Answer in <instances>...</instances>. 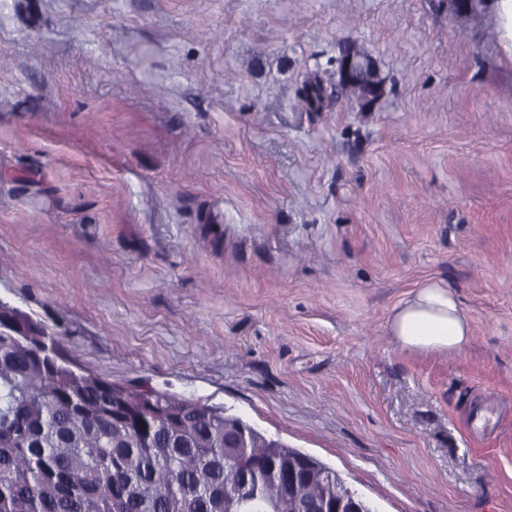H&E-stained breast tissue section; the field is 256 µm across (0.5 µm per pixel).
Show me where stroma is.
<instances>
[{"mask_svg":"<svg viewBox=\"0 0 512 512\" xmlns=\"http://www.w3.org/2000/svg\"><path fill=\"white\" fill-rule=\"evenodd\" d=\"M366 110L298 106L339 43ZM455 356L387 320L423 281ZM0 300L224 407L374 512H512V38L448 0H0ZM357 53L336 64L338 81L344 84L350 83L355 72L359 69H369L372 77L368 84L358 85L354 88L352 98L362 107L374 106L382 99L386 90L387 77L382 73L373 57L366 53L356 43ZM388 329L401 351L458 354L472 341V328L456 293L429 281L409 291L393 308Z\"/></svg>","mask_w":512,"mask_h":512,"instance_id":"stroma-1","label":"stroma"}]
</instances>
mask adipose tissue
<instances>
[{
  "label": "adipose tissue",
  "instance_id": "adipose-tissue-1",
  "mask_svg": "<svg viewBox=\"0 0 512 512\" xmlns=\"http://www.w3.org/2000/svg\"><path fill=\"white\" fill-rule=\"evenodd\" d=\"M388 329L401 351L457 354L472 341V328L456 293L430 281L409 291L393 308Z\"/></svg>",
  "mask_w": 512,
  "mask_h": 512
}]
</instances>
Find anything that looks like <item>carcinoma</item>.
<instances>
[{
  "instance_id": "1",
  "label": "carcinoma",
  "mask_w": 512,
  "mask_h": 512,
  "mask_svg": "<svg viewBox=\"0 0 512 512\" xmlns=\"http://www.w3.org/2000/svg\"><path fill=\"white\" fill-rule=\"evenodd\" d=\"M332 99L307 79L299 104ZM84 374L24 311L0 314V512H281L265 434L221 407ZM252 447H224L238 424Z\"/></svg>"
}]
</instances>
